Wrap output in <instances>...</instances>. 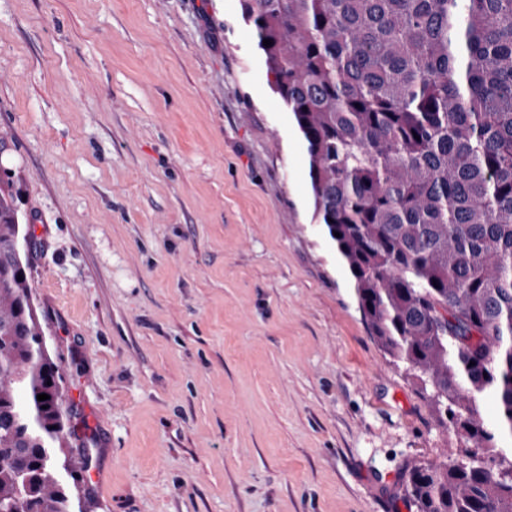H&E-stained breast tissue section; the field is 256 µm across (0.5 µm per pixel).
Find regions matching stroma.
<instances>
[{"instance_id":"1","label":"stroma","mask_w":512,"mask_h":512,"mask_svg":"<svg viewBox=\"0 0 512 512\" xmlns=\"http://www.w3.org/2000/svg\"><path fill=\"white\" fill-rule=\"evenodd\" d=\"M0 168L82 512H410L407 469L464 455L312 221L240 0H0Z\"/></svg>"}]
</instances>
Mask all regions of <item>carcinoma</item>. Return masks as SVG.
Masks as SVG:
<instances>
[{
	"label": "carcinoma",
	"instance_id": "obj_1",
	"mask_svg": "<svg viewBox=\"0 0 512 512\" xmlns=\"http://www.w3.org/2000/svg\"><path fill=\"white\" fill-rule=\"evenodd\" d=\"M241 9L304 141L312 221L370 336L470 447L466 461L409 469L412 506L512 512V0ZM30 245L0 177V512H74L87 457L72 448L75 406L26 274Z\"/></svg>",
	"mask_w": 512,
	"mask_h": 512
}]
</instances>
